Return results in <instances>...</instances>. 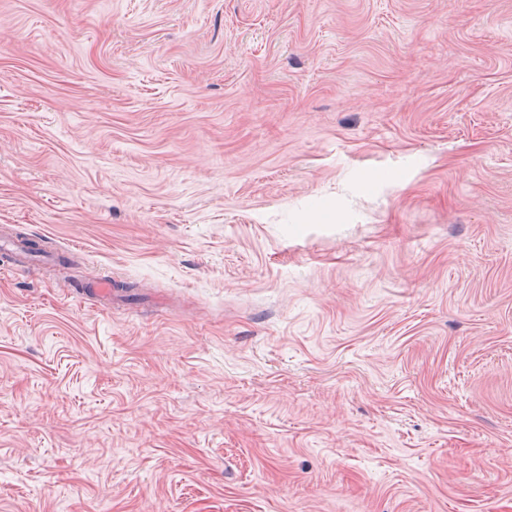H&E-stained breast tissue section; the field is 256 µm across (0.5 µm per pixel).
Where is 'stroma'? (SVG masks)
Returning a JSON list of instances; mask_svg holds the SVG:
<instances>
[{"instance_id":"obj_1","label":"stroma","mask_w":512,"mask_h":512,"mask_svg":"<svg viewBox=\"0 0 512 512\" xmlns=\"http://www.w3.org/2000/svg\"><path fill=\"white\" fill-rule=\"evenodd\" d=\"M14 232L0 512H512V0H0Z\"/></svg>"}]
</instances>
